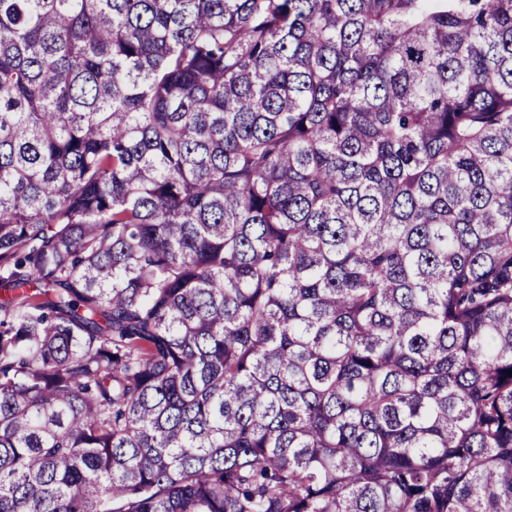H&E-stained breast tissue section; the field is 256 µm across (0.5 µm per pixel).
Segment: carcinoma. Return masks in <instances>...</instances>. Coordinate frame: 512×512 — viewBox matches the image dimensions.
Here are the masks:
<instances>
[{
	"label": "carcinoma",
	"instance_id": "obj_1",
	"mask_svg": "<svg viewBox=\"0 0 512 512\" xmlns=\"http://www.w3.org/2000/svg\"><path fill=\"white\" fill-rule=\"evenodd\" d=\"M512 0H0V512H512Z\"/></svg>",
	"mask_w": 512,
	"mask_h": 512
}]
</instances>
